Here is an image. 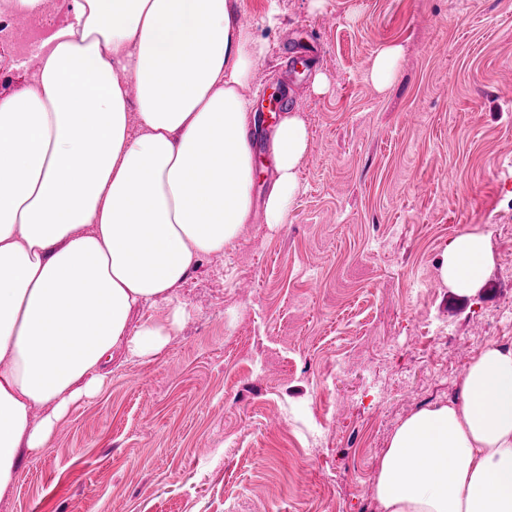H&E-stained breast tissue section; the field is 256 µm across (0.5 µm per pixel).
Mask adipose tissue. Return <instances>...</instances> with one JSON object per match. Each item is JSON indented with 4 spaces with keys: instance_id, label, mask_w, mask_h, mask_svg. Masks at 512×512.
<instances>
[{
    "instance_id": "ef3b65f1",
    "label": "adipose tissue",
    "mask_w": 512,
    "mask_h": 512,
    "mask_svg": "<svg viewBox=\"0 0 512 512\" xmlns=\"http://www.w3.org/2000/svg\"><path fill=\"white\" fill-rule=\"evenodd\" d=\"M24 89L0 97V496L116 353L157 354L181 330L175 292L255 218V123L245 95L269 51L233 0H72ZM309 146L288 115L271 146L269 224H284ZM488 235L443 253L467 295ZM166 303L160 319L136 310ZM461 401L420 409L375 473L381 512H512V345L482 347ZM41 417H34V410Z\"/></svg>"
}]
</instances>
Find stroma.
<instances>
[{"instance_id":"stroma-1","label":"stroma","mask_w":512,"mask_h":512,"mask_svg":"<svg viewBox=\"0 0 512 512\" xmlns=\"http://www.w3.org/2000/svg\"><path fill=\"white\" fill-rule=\"evenodd\" d=\"M277 5L274 29L268 0L236 11L271 44L251 90L285 98L310 135L287 223L256 218L200 260L180 333L149 358L115 355L0 512H380L389 437L458 398L512 300V0ZM71 19V0H45L0 30V96ZM389 45L403 53L381 92L370 69ZM465 231L488 235L492 265L457 297L440 265Z\"/></svg>"}]
</instances>
